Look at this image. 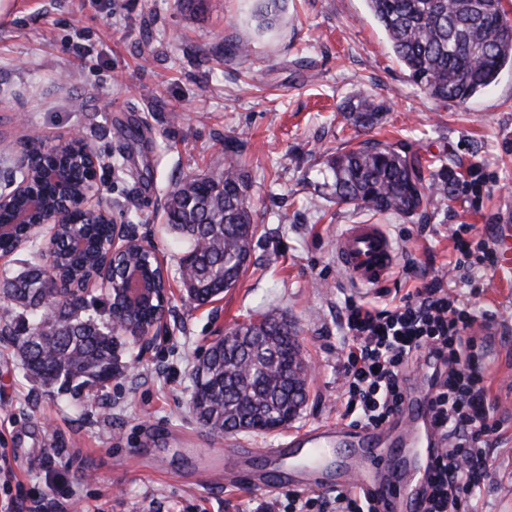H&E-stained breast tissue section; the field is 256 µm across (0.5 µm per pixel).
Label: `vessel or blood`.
Masks as SVG:
<instances>
[{
  "mask_svg": "<svg viewBox=\"0 0 512 512\" xmlns=\"http://www.w3.org/2000/svg\"><path fill=\"white\" fill-rule=\"evenodd\" d=\"M336 257L349 280L362 288L383 285L397 264L392 239L381 225L369 222L346 225L336 237ZM429 395L428 384H420L386 426H319L268 454L291 460L296 489H327L326 463L332 460L337 483L366 488L386 501L391 512H420L438 446L427 408Z\"/></svg>",
  "mask_w": 512,
  "mask_h": 512,
  "instance_id": "obj_1",
  "label": "vessel or blood"
}]
</instances>
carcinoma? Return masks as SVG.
<instances>
[{
	"label": "carcinoma",
	"mask_w": 512,
	"mask_h": 512,
	"mask_svg": "<svg viewBox=\"0 0 512 512\" xmlns=\"http://www.w3.org/2000/svg\"><path fill=\"white\" fill-rule=\"evenodd\" d=\"M384 29L408 80L432 99L465 104L495 83L512 66V24L502 0H367ZM283 0H258L259 27L275 26ZM384 106L358 93L340 112L341 122L359 130L379 123ZM46 145L32 140L26 166L9 175L21 180L50 163ZM241 144L224 143V169L183 178L164 207L166 224L184 240L181 275L188 299L202 304L224 292L227 278H240V262L250 260L256 237L249 205L251 181L235 156ZM336 199L360 209L423 217L429 208L454 198L459 173L417 153H402L366 139L327 160ZM74 190L88 182V168L75 162L63 167ZM30 188L51 202L59 186L33 180ZM26 226L0 235V253L18 249ZM110 225L88 224L87 251H71L66 229L56 239L54 260L35 251L28 267L0 279V297L18 313L4 328L12 339L27 380L57 393L77 396L93 384L112 379L117 369L118 338L112 320L90 307L78 285L99 267L98 243ZM239 328L248 342L209 347L203 369L194 373L192 411L219 434L271 432L293 418L290 410L305 403L307 388L288 382L302 357L296 332L283 317L263 316Z\"/></svg>",
	"instance_id": "cac0c4a2"
}]
</instances>
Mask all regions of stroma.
Segmentation results:
<instances>
[{
	"label": "stroma",
	"mask_w": 512,
	"mask_h": 512,
	"mask_svg": "<svg viewBox=\"0 0 512 512\" xmlns=\"http://www.w3.org/2000/svg\"><path fill=\"white\" fill-rule=\"evenodd\" d=\"M255 0H10L0 15V176L30 139L57 144L79 133L100 155V202L118 224L155 246L168 270L184 250L163 218L184 177L219 170L224 143L242 141L257 226L251 262L212 304L190 302L171 278L167 332L144 348L118 347L112 380L63 396L24 376L0 337V503L36 512H252L265 489L242 487L223 453L280 448L339 420L346 299L383 305L406 282L356 289L336 262L343 225H384L399 265L444 276L449 226L470 225V244L494 242L512 209V69L466 104L442 103L407 79L366 0H287L262 30ZM245 43L248 56L232 53ZM387 110L369 133L339 122L356 92ZM451 167L478 169L480 204L466 194L425 219L371 215L337 202L328 155L365 138ZM469 304L504 420L486 452L490 469L470 512H512V287L488 273ZM268 313L295 327L312 367L299 416L268 434L216 435L190 409L193 373L207 348Z\"/></svg>",
	"instance_id": "obj_1"
}]
</instances>
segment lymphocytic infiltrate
Listing matches in <instances>:
<instances>
[{
  "mask_svg": "<svg viewBox=\"0 0 512 512\" xmlns=\"http://www.w3.org/2000/svg\"><path fill=\"white\" fill-rule=\"evenodd\" d=\"M453 228L451 269L468 267V288L485 285L497 260L492 252L474 255L465 235ZM475 315L461 294L439 276L422 279L398 302L379 307L347 299L348 336L340 394L343 417L354 426L379 427L405 399L412 380L433 373L428 403L440 448L431 469L422 512H466L486 476L484 439L501 433L499 403L491 394L476 338ZM379 512L371 492L348 487L327 494L293 491L287 502L272 496L255 512Z\"/></svg>",
  "mask_w": 512,
  "mask_h": 512,
  "instance_id": "lymphocytic-infiltrate-1",
  "label": "lymphocytic infiltrate"
}]
</instances>
